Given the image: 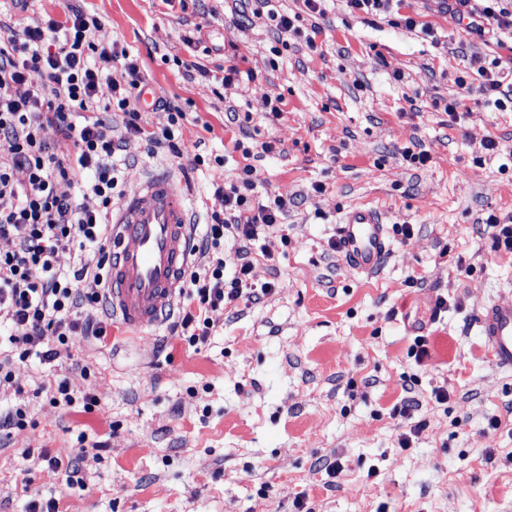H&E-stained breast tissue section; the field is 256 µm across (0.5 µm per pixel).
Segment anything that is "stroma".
Wrapping results in <instances>:
<instances>
[{
  "mask_svg": "<svg viewBox=\"0 0 512 512\" xmlns=\"http://www.w3.org/2000/svg\"><path fill=\"white\" fill-rule=\"evenodd\" d=\"M69 6L98 16L99 40L138 57L146 82L190 117L175 160L128 138L136 171L173 172L204 224L224 208L213 183L240 179L241 155L227 149L240 135L274 147L255 162V196L289 206L256 241L225 243V272L248 249L273 288L213 311L207 342L175 338L163 351L169 321L134 335L115 323L94 342L48 337L52 363L16 364L0 408L23 407L26 425L0 433V512L51 500L56 512H512V369L476 327L485 305L512 303V256L494 250L484 223L512 217V112L488 105L470 72L476 56L512 82V43L472 33L437 0H406L370 23L345 0H323L316 20L302 0H272L321 27L316 49L294 39L277 57L271 21L241 0H37L14 21ZM190 62L208 76L186 72ZM234 64L239 82L215 96ZM456 96L467 109L452 124L443 107ZM231 110L240 124L228 128ZM490 138L501 152L485 150ZM415 144L426 165L404 159ZM215 155L223 167L198 162ZM362 204L413 227L409 240L392 236L369 277L335 248L343 212ZM61 381L73 407L50 402ZM438 387L446 402L432 398ZM407 401L409 418L394 416ZM83 434L107 451L82 447ZM50 456L82 485L66 486Z\"/></svg>",
  "mask_w": 512,
  "mask_h": 512,
  "instance_id": "1",
  "label": "stroma"
}]
</instances>
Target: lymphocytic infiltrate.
<instances>
[{"label":"lymphocytic infiltrate","instance_id":"1","mask_svg":"<svg viewBox=\"0 0 512 512\" xmlns=\"http://www.w3.org/2000/svg\"><path fill=\"white\" fill-rule=\"evenodd\" d=\"M469 18L477 35L512 38V0H447ZM100 19L69 7L62 19L48 18L16 28L0 19V238L12 250L0 251V323L9 327L8 353L0 359V386L13 382L15 361L35 356L50 363L60 344L102 339L101 320L110 305L106 285L112 268L110 216L125 193L130 175L117 162L127 137L144 140L150 151L178 156L185 110L165 93L153 104L167 114L161 128L142 118L144 78L137 57L119 45L97 39ZM121 113L123 135L112 132ZM244 164L240 184H219L224 211L212 214L203 232L189 238L194 262L183 282L171 335L190 345L205 342L214 326L212 311L239 299H257L255 264L242 257L225 274L218 252L226 238L255 239L259 227L277 224L286 199L273 205L251 196L257 170L252 151L233 140ZM93 196L96 207L76 199ZM71 252L68 268L58 263ZM93 281L94 291L82 284Z\"/></svg>","mask_w":512,"mask_h":512}]
</instances>
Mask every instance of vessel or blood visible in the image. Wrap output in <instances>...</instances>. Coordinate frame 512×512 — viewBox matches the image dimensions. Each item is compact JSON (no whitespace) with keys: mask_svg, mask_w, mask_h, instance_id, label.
Returning a JSON list of instances; mask_svg holds the SVG:
<instances>
[{"mask_svg":"<svg viewBox=\"0 0 512 512\" xmlns=\"http://www.w3.org/2000/svg\"><path fill=\"white\" fill-rule=\"evenodd\" d=\"M193 220L170 173L137 177L112 210L110 304L113 319L140 330L158 325L175 308L191 261L187 242ZM389 228L376 208L349 210L336 229V249L351 269L371 274L389 252ZM494 361L512 368V304L486 306L478 318Z\"/></svg>","mask_w":512,"mask_h":512,"instance_id":"1","label":"vessel or blood"}]
</instances>
